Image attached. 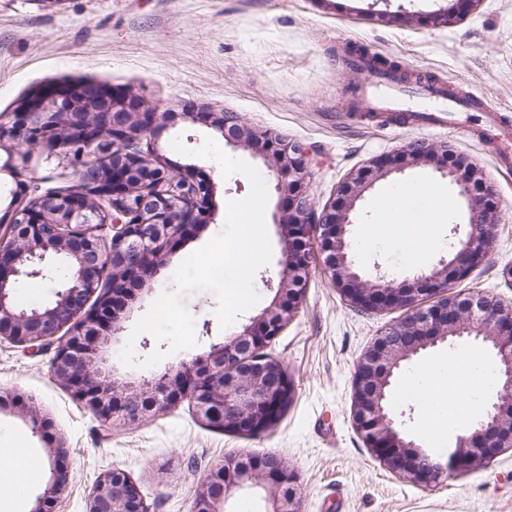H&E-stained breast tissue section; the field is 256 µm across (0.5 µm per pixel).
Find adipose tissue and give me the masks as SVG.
<instances>
[{
    "instance_id": "obj_1",
    "label": "adipose tissue",
    "mask_w": 512,
    "mask_h": 512,
    "mask_svg": "<svg viewBox=\"0 0 512 512\" xmlns=\"http://www.w3.org/2000/svg\"><path fill=\"white\" fill-rule=\"evenodd\" d=\"M406 193L400 185L391 186L375 218L381 224H418L422 234L413 249L414 260H422L432 249L441 245L440 224L448 219L450 205L444 193L430 189L435 203L428 208H403L399 201ZM495 384L490 363L479 356L437 358L413 370L404 394L416 399L422 410V428L427 445L437 448L445 444L449 432L457 428V412L466 408L476 414L485 395ZM38 466H24L8 453H0V512H17L19 491L34 483Z\"/></svg>"
}]
</instances>
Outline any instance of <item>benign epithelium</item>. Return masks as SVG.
Here are the masks:
<instances>
[{"instance_id": "obj_1", "label": "benign epithelium", "mask_w": 512, "mask_h": 512, "mask_svg": "<svg viewBox=\"0 0 512 512\" xmlns=\"http://www.w3.org/2000/svg\"><path fill=\"white\" fill-rule=\"evenodd\" d=\"M58 112L68 121L54 120ZM172 114L103 84L84 82L36 90L16 111L0 115V175L15 188L5 207L7 233L0 232V340L28 349L58 342L55 376L100 421L135 422L160 415L184 399L208 424L226 430L265 432L288 406L293 386L283 364L265 350L285 330L303 302V283L315 262L307 247L319 233L332 281L359 311L400 309L393 324L358 359L353 377V420L364 443L389 469L428 488L447 473L512 450V302L482 295L461 298L452 281L464 278L484 257L494 203L482 172L448 146L413 142L357 170L340 186L337 199L315 213L308 194L307 152L271 131L257 132L233 114L198 112L182 118L200 123L226 143L246 147L275 176L282 271L271 304L239 331L213 344L204 355H187L152 378L119 374L106 367L127 317L132 287L164 266L181 240L209 224L217 214L211 184L196 177L194 165L172 169L159 151L158 132ZM112 150V168L72 192L51 193L26 206L22 180L38 179V163H56L80 177L95 159ZM432 161L466 201L469 219L450 257L417 275L418 288L384 276L364 278L350 254L346 226L356 202L378 177L400 172L415 161ZM67 260V273L55 300L45 307L20 308L16 289L27 279H53L55 259ZM112 288H103L107 273ZM486 344L496 364V402L485 417L456 436L455 452L444 466L404 436L405 421L390 410L394 378L404 361L456 337ZM29 417L45 435L36 412L18 394L0 391V410ZM51 483L34 512H51L50 501L70 481L67 449L47 438ZM296 476L278 460L224 457L196 492L188 512H228L237 490L260 488L272 500L270 512H301ZM90 512H149L137 483L122 469L106 472L90 494Z\"/></svg>"}]
</instances>
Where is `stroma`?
I'll return each mask as SVG.
<instances>
[{
	"instance_id": "1",
	"label": "stroma",
	"mask_w": 512,
	"mask_h": 512,
	"mask_svg": "<svg viewBox=\"0 0 512 512\" xmlns=\"http://www.w3.org/2000/svg\"><path fill=\"white\" fill-rule=\"evenodd\" d=\"M448 0H0V113L10 112L40 85L93 80L126 88L166 112L187 106L234 113L259 130L302 143L309 151V196L314 210L331 203L338 187L372 159L422 141L448 145L467 155L487 178L498 203L485 260L457 281L460 296L483 293L512 301V173L497 169L496 145L482 136L479 112L462 110L453 127H417L379 116L365 118L353 91L370 73L352 70L350 54L363 51L386 60L411 79L512 112V0H475L463 17L444 22ZM211 133L178 122L161 133L159 145L172 167L194 164L213 181L219 217L178 247L149 281L150 290L124 323L122 340L153 302L173 290V275L193 252L226 227L227 204L244 199L248 179L222 176L212 159L192 157ZM188 143L190 154L172 147ZM230 157L253 165L270 187L265 213L273 261L254 277L257 304L239 314L249 324L273 296L265 280L279 277L281 237L274 222L279 197L263 161L249 150L226 147ZM439 187L452 206L439 234L451 242L453 225L468 221L456 189L433 165L420 162L379 177L351 215L348 241L374 223L384 192L393 185ZM413 231L384 227L355 255L363 275L384 271L413 282L439 260L409 257ZM218 299L208 289L191 292L185 307L194 319V353L221 342ZM401 310L361 312L347 304L324 262L305 280L304 303L268 349L281 361L294 388L277 423L253 435L208 425L190 401L134 424L107 426L75 401L52 370L54 346L32 351L0 341V391L22 395L49 419L50 431L68 450L71 481L53 512H88L94 484L112 468L125 470L140 486L150 512H188L193 497L225 456H274L298 476L302 512H512V450L462 468L424 490L389 471L366 448L352 414L353 376L363 352ZM184 351L152 338L150 349L134 347L136 372L149 375L178 363ZM10 447L24 449L42 468L21 512H34L50 484V450L27 417L0 413V432Z\"/></svg>"
}]
</instances>
